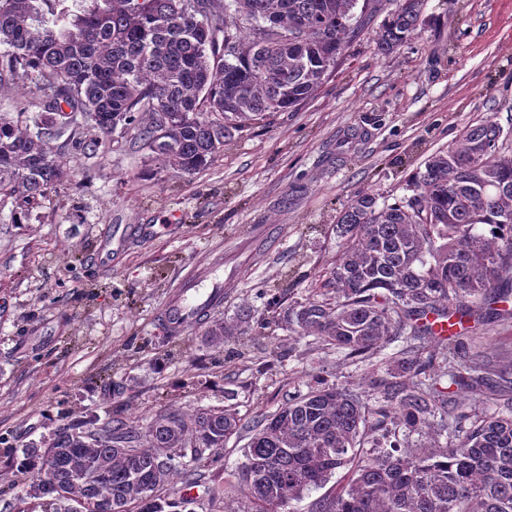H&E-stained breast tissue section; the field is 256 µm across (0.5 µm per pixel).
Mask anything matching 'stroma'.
Here are the masks:
<instances>
[{
    "label": "stroma",
    "instance_id": "35a3bbf8",
    "mask_svg": "<svg viewBox=\"0 0 512 512\" xmlns=\"http://www.w3.org/2000/svg\"><path fill=\"white\" fill-rule=\"evenodd\" d=\"M395 8L378 0L314 98L236 135L194 174L135 151L126 134L84 151L98 131L74 112L50 142L69 182L21 219L13 200L0 201V512L26 480L15 452L96 415L144 428L169 406L235 409L244 428L213 453L206 484L189 490L177 475L163 490L191 496L193 512H224L221 487L258 412L320 378L377 407L369 379L408 339L349 359L268 317L321 298L339 250L333 226L356 196L403 200L431 154L486 120L503 129L499 153L512 155V0H423L416 34L378 53ZM42 110L34 84L0 83V117L33 132ZM217 264L223 306L170 336L160 314L175 286ZM243 309L247 332L209 347L213 322ZM511 350L512 316L476 323L433 372Z\"/></svg>",
    "mask_w": 512,
    "mask_h": 512
}]
</instances>
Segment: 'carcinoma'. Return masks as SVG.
Returning a JSON list of instances; mask_svg holds the SVG:
<instances>
[{"instance_id": "1", "label": "carcinoma", "mask_w": 512, "mask_h": 512, "mask_svg": "<svg viewBox=\"0 0 512 512\" xmlns=\"http://www.w3.org/2000/svg\"><path fill=\"white\" fill-rule=\"evenodd\" d=\"M104 2L74 11L69 0H0V64L46 98L35 134L0 118V197L28 204L67 179L46 139L65 125L66 107L106 137L135 131L136 151L191 175L235 134L315 96L370 21L369 0H200L210 6L207 27L190 0ZM396 2L377 43L382 54L423 23V0ZM283 31L293 39L280 41ZM502 133L492 121L464 129L425 162L403 201L353 200L336 224L340 251L323 284L334 297L282 308L277 319L358 357L406 334L434 337L437 320L457 318L448 327L460 337L466 322L508 313L512 155L496 151ZM248 317L214 322L208 343L223 349ZM383 369L370 380L385 402L376 412L350 388L319 382L260 413L245 462L224 483V496L241 494L248 507L231 512H286L339 471L346 484L312 512H512V407L481 412L466 431L449 422L459 393L511 391L512 359L483 355L448 371L454 391L421 379L426 362L413 348ZM89 424L59 430L46 448L21 449L16 468L33 482L17 512H101L103 501L112 512H185L192 500L160 491L177 471L189 486L204 484L206 451L224 447L240 418L210 407L166 410L143 433L110 416ZM45 469L48 487L38 483Z\"/></svg>"}]
</instances>
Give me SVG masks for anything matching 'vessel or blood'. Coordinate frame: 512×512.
<instances>
[{
	"label": "vessel or blood",
	"instance_id": "vessel-or-blood-1",
	"mask_svg": "<svg viewBox=\"0 0 512 512\" xmlns=\"http://www.w3.org/2000/svg\"><path fill=\"white\" fill-rule=\"evenodd\" d=\"M210 275L206 269L186 280L169 300L161 318L172 334H181L190 322L223 305L224 291L220 284H213L207 291L202 288Z\"/></svg>",
	"mask_w": 512,
	"mask_h": 512
}]
</instances>
